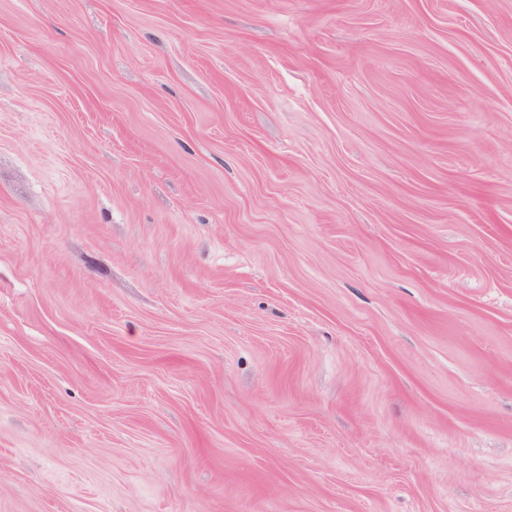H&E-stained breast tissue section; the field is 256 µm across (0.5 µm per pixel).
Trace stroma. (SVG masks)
<instances>
[{"mask_svg":"<svg viewBox=\"0 0 512 512\" xmlns=\"http://www.w3.org/2000/svg\"><path fill=\"white\" fill-rule=\"evenodd\" d=\"M0 512H512V0H0Z\"/></svg>","mask_w":512,"mask_h":512,"instance_id":"stroma-1","label":"stroma"}]
</instances>
